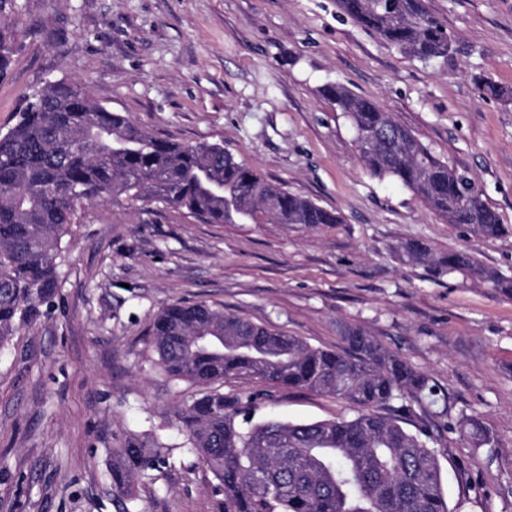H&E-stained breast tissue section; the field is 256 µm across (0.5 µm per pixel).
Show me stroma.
Here are the masks:
<instances>
[{
  "label": "stroma",
  "instance_id": "1",
  "mask_svg": "<svg viewBox=\"0 0 512 512\" xmlns=\"http://www.w3.org/2000/svg\"><path fill=\"white\" fill-rule=\"evenodd\" d=\"M424 4L452 38L447 59L405 54L337 0H0L13 46L0 131L33 89L73 80L156 136L223 142L340 218L209 224L159 204L83 205L62 239L54 308L0 352V512H118L111 452L150 432L171 460L142 481L137 512H220L216 480L184 455L174 416L199 388L159 368L149 336L177 301L335 351L342 325L365 327L447 393L452 414L477 415L497 436L473 448L427 410L389 408L437 438L450 512H512V300L397 251L411 240L435 257L467 249L512 276V237L461 236L400 184L371 177L323 94L340 83L377 102L512 224V0ZM480 77L497 96L478 90ZM223 389L258 394L283 420L353 414L339 398L260 380Z\"/></svg>",
  "mask_w": 512,
  "mask_h": 512
}]
</instances>
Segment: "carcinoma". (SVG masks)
Here are the masks:
<instances>
[{"instance_id": "1", "label": "carcinoma", "mask_w": 512, "mask_h": 512, "mask_svg": "<svg viewBox=\"0 0 512 512\" xmlns=\"http://www.w3.org/2000/svg\"><path fill=\"white\" fill-rule=\"evenodd\" d=\"M342 11L384 41L429 62L448 57L451 38L423 0H338ZM324 94L350 121L366 170L412 192L462 232L484 239L512 227L481 197L475 179L437 158L410 130L342 84ZM97 201L150 202L210 224H336L313 200L268 181L220 142L157 138L122 112L92 100L65 79L33 91L15 123L0 133V351L58 295L61 238L77 208ZM412 263L476 278L512 299V279L467 249L431 259L419 241L400 246ZM349 352L314 347L206 303L180 301L155 318L152 344L161 369L203 391L175 410L188 455L210 470L223 512H449L437 440L378 413L411 400L446 419L474 448L495 442L475 415L448 414L430 379L367 330L345 325ZM260 379L331 395L350 418H256L252 393L226 396L217 383ZM159 437L132 435L112 449V490L126 504L138 482L167 465Z\"/></svg>"}]
</instances>
